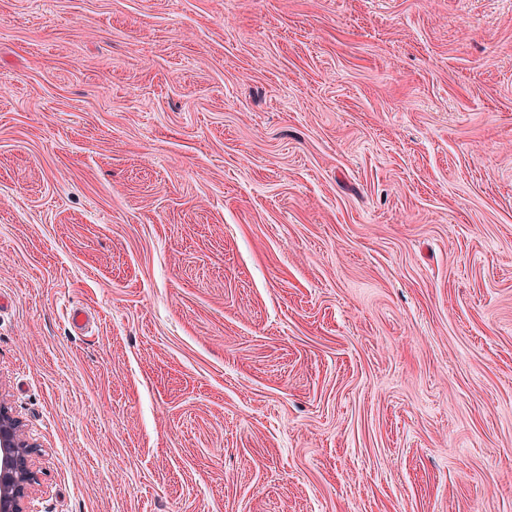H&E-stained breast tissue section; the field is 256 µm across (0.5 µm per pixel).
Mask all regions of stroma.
Returning <instances> with one entry per match:
<instances>
[{
    "label": "stroma",
    "mask_w": 512,
    "mask_h": 512,
    "mask_svg": "<svg viewBox=\"0 0 512 512\" xmlns=\"http://www.w3.org/2000/svg\"><path fill=\"white\" fill-rule=\"evenodd\" d=\"M0 402L35 512H512V0H0Z\"/></svg>",
    "instance_id": "stroma-1"
}]
</instances>
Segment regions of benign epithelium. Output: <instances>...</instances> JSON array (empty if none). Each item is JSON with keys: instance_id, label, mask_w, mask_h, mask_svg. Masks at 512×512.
Masks as SVG:
<instances>
[{"instance_id": "benign-epithelium-1", "label": "benign epithelium", "mask_w": 512, "mask_h": 512, "mask_svg": "<svg viewBox=\"0 0 512 512\" xmlns=\"http://www.w3.org/2000/svg\"><path fill=\"white\" fill-rule=\"evenodd\" d=\"M34 447L20 420L0 402V512H28V492L38 481Z\"/></svg>"}]
</instances>
